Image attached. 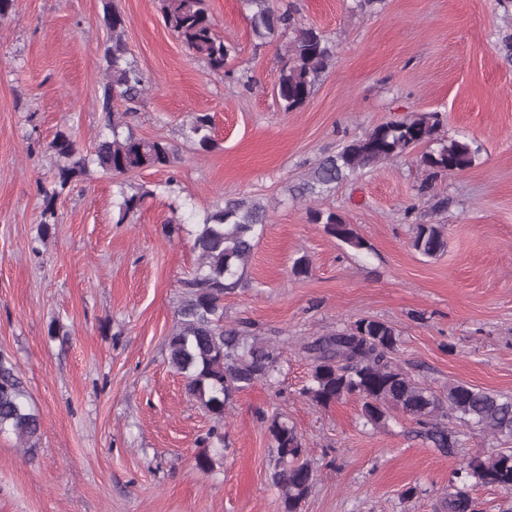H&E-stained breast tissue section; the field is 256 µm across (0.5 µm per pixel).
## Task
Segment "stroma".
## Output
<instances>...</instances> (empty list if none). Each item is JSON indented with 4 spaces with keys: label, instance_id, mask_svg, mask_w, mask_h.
<instances>
[{
    "label": "stroma",
    "instance_id": "stroma-1",
    "mask_svg": "<svg viewBox=\"0 0 512 512\" xmlns=\"http://www.w3.org/2000/svg\"><path fill=\"white\" fill-rule=\"evenodd\" d=\"M114 2L147 79L134 124L176 145L179 159L121 179L90 168L57 200L47 235L50 141L66 130L88 153L104 123V0H17L0 18V354L42 420L35 457L0 434V512H279L259 420L272 411L295 424L314 468L303 512H438L455 469L499 442L462 426L450 456L405 417L366 423L358 397L313 405L299 394L310 374L301 345L380 319L401 332L396 361L434 390L512 394V63L499 51L512 15L498 0H276L336 49L303 109L284 112L273 89L288 39L260 44L242 0H206L232 49L225 75L166 27L160 0ZM198 112L213 119L209 152L182 137ZM416 112L440 113L442 134L472 141L474 164L431 182L414 149L292 197L320 158ZM122 183L155 191L124 220ZM228 197L270 208L224 319L249 320L282 348L283 369L276 387L234 396L223 449L203 472L195 456L210 418L169 367L166 342L179 282L198 261L193 232ZM313 209L353 224L364 248L311 223ZM416 221L442 226L443 254L412 249ZM303 255L310 271L293 276Z\"/></svg>",
    "mask_w": 512,
    "mask_h": 512
}]
</instances>
